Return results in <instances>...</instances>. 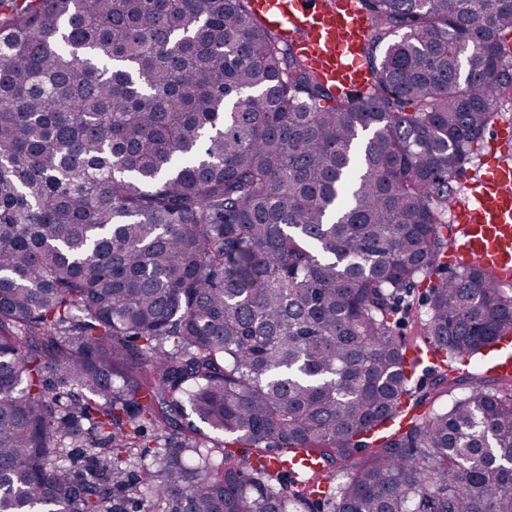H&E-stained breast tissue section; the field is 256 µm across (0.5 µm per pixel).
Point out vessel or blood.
<instances>
[{"label": "vessel or blood", "instance_id": "vessel-or-blood-1", "mask_svg": "<svg viewBox=\"0 0 512 512\" xmlns=\"http://www.w3.org/2000/svg\"><path fill=\"white\" fill-rule=\"evenodd\" d=\"M253 12L298 53L332 88L364 90L368 74L361 51L370 21L360 0H250ZM454 245L449 261L456 267L487 270L499 287L512 286V160L490 157L485 171L450 202ZM490 371L512 376V339L500 341ZM295 476L322 485L328 470L317 456L297 454L286 462Z\"/></svg>", "mask_w": 512, "mask_h": 512}]
</instances>
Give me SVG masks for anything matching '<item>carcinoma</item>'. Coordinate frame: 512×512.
<instances>
[{
  "instance_id": "cac0c4a2",
  "label": "carcinoma",
  "mask_w": 512,
  "mask_h": 512,
  "mask_svg": "<svg viewBox=\"0 0 512 512\" xmlns=\"http://www.w3.org/2000/svg\"><path fill=\"white\" fill-rule=\"evenodd\" d=\"M363 3L369 87L343 96L248 0H0V512L309 500L191 415L350 468L335 512H512V392L382 430L410 395L391 302L512 90V0ZM426 330L469 359L512 297L461 267Z\"/></svg>"
}]
</instances>
